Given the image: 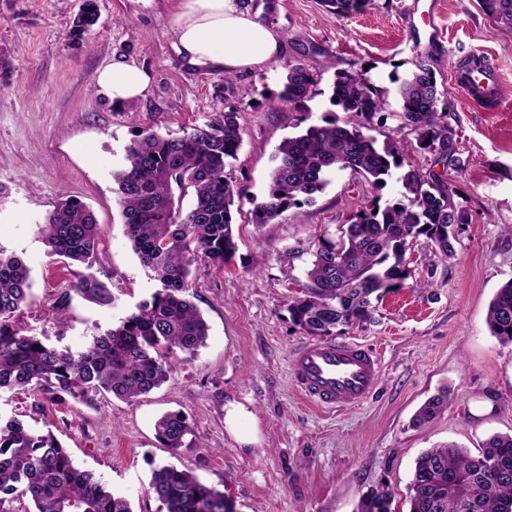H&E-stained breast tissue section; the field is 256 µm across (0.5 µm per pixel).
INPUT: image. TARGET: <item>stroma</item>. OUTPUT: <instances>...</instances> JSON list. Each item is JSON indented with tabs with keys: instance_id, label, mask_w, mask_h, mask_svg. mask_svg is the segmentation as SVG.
<instances>
[{
	"instance_id": "1",
	"label": "stroma",
	"mask_w": 512,
	"mask_h": 512,
	"mask_svg": "<svg viewBox=\"0 0 512 512\" xmlns=\"http://www.w3.org/2000/svg\"><path fill=\"white\" fill-rule=\"evenodd\" d=\"M435 2L429 18L415 0H372L339 17L320 0H279L269 24L284 37L283 55L228 84L222 72L196 69L177 53L176 0H97L99 20L81 39L72 29L83 0H0V245L22 256L33 280L15 329L80 352L149 299L160 284L124 233L113 179L127 146L145 128L164 134L203 124L228 102L240 109L242 127L238 159L227 170L242 193L236 254L221 268L197 262L190 279L189 295L209 326L205 346L175 352L169 381L137 399L0 391V415L52 433L133 512H159L148 484L160 464L224 489L237 512H356L382 486L392 512H408L422 452L451 442L474 452L490 434H512V345L500 344L486 324L494 294L512 279V28L493 23L479 0ZM468 57L492 65L499 111L469 104L455 86L452 69ZM116 61L150 70L146 98L119 105L95 86L98 70ZM295 61L318 74L315 94L299 109L278 98ZM418 63L436 77L450 149L444 156L411 151L406 162L447 182L466 223L453 258L418 243L410 277L379 302L374 322L334 334V341L376 348L382 375L364 405L321 411L291 383V354L307 337L288 302L305 282L309 258L288 252L335 233L372 198L396 202L401 184L391 177L378 189L343 172L313 204L262 226L252 222V201L263 198L275 149L300 118L333 114L378 141H414L415 133L398 127L390 77ZM364 68L386 100L367 124L330 102L337 73ZM68 198L87 204L99 224L93 266L65 262L38 239L39 225ZM89 273L110 290L112 304L73 292ZM443 388L451 394L447 411L414 427L417 410ZM230 402L255 421L256 443L240 444L225 429ZM173 411L192 429L175 451L155 430Z\"/></svg>"
}]
</instances>
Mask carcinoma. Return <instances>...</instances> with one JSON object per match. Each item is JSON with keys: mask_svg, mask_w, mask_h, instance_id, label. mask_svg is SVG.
I'll list each match as a JSON object with an SVG mask.
<instances>
[{"mask_svg": "<svg viewBox=\"0 0 512 512\" xmlns=\"http://www.w3.org/2000/svg\"><path fill=\"white\" fill-rule=\"evenodd\" d=\"M371 0H322L338 16L363 11ZM494 23L512 27V0H480ZM99 18L97 0H83L73 33L81 37ZM390 80L400 101L398 128L417 134V147L448 152L447 114L438 110L439 89L424 64ZM317 74L296 61L278 98L302 105L312 97ZM343 112L372 118L386 101L364 73H338L332 86ZM240 110L231 104L216 117L180 135L142 131L126 149V164L113 174L125 234L141 264L160 289L138 304L119 325L92 337L82 352L51 346L23 335L10 324L32 288L30 270L15 252L0 247V391L53 390L73 397L110 394L130 401L170 379V354H194L206 344L208 325L187 296L193 264L203 255L223 266L236 253L235 199L240 197L226 168L241 148ZM408 146L377 143L359 127L337 119L310 123L284 138L264 200L252 222L268 224L282 213L314 202L341 172L350 171L381 188L392 170L404 165ZM401 198L384 206L379 199L351 213L339 239L323 235L311 252L307 284L288 311L307 336L326 337L340 327L372 318L373 301L404 287L410 276L406 254L423 238L444 259L455 256L465 216L452 202L445 182L428 179L408 166L398 178ZM192 205L183 209L185 197ZM98 223L78 199H67L48 214L39 238L50 253L87 263L95 252ZM73 290L98 304L112 294L95 275L83 276ZM491 336L512 344V279L495 293L486 314ZM448 391L427 400L413 423L422 426L448 408ZM166 448L183 447L191 433L179 412L155 425ZM148 494L162 512H236L235 502L192 472L161 464L152 470ZM28 498L25 512H133L127 500L95 475L75 465L51 433L36 434L23 420L0 417V512H18L13 503ZM358 512H392L382 489L364 498ZM409 512H512V435L494 434L472 454L455 444L430 448L417 460L409 486Z\"/></svg>", "mask_w": 512, "mask_h": 512, "instance_id": "1", "label": "carcinoma"}]
</instances>
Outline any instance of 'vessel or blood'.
<instances>
[{
  "instance_id": "1",
  "label": "vessel or blood",
  "mask_w": 512,
  "mask_h": 512,
  "mask_svg": "<svg viewBox=\"0 0 512 512\" xmlns=\"http://www.w3.org/2000/svg\"><path fill=\"white\" fill-rule=\"evenodd\" d=\"M453 80L471 102L497 111L500 85L489 70L455 67ZM378 354L355 341L304 343L291 359L294 387L309 401L328 409L354 407L368 399L379 384Z\"/></svg>"
}]
</instances>
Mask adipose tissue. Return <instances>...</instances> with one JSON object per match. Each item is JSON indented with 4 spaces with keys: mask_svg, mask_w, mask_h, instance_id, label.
Instances as JSON below:
<instances>
[{
    "mask_svg": "<svg viewBox=\"0 0 512 512\" xmlns=\"http://www.w3.org/2000/svg\"><path fill=\"white\" fill-rule=\"evenodd\" d=\"M171 31L188 65L233 75L262 69L284 48L282 35L239 0H178ZM94 82L123 104L147 95L150 76L141 67L115 63L98 71Z\"/></svg>",
    "mask_w": 512,
    "mask_h": 512,
    "instance_id": "ef3b65f1",
    "label": "adipose tissue"
}]
</instances>
